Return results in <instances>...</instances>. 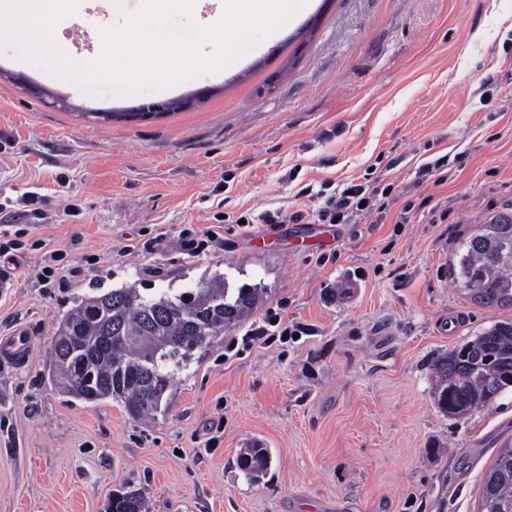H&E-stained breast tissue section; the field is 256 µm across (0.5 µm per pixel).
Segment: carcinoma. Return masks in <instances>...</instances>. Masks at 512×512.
Wrapping results in <instances>:
<instances>
[{
  "instance_id": "carcinoma-1",
  "label": "carcinoma",
  "mask_w": 512,
  "mask_h": 512,
  "mask_svg": "<svg viewBox=\"0 0 512 512\" xmlns=\"http://www.w3.org/2000/svg\"><path fill=\"white\" fill-rule=\"evenodd\" d=\"M448 275L471 301L512 305V218L480 224L453 250ZM180 295H143L134 288L91 297L55 332L54 379L64 393L87 403L111 398L133 418L153 417L169 403L180 369L205 353L210 339L244 320L261 289L247 284L228 294L214 278ZM437 407L461 418L512 387V321H499L435 364ZM270 455L252 448L240 459L249 482L267 470ZM140 491L112 498L107 512H143ZM477 512H512V438L498 449L483 478Z\"/></svg>"
}]
</instances>
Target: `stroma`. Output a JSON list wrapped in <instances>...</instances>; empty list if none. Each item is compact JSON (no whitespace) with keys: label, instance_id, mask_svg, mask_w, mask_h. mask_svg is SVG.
Masks as SVG:
<instances>
[{"label":"stroma","instance_id":"1","mask_svg":"<svg viewBox=\"0 0 512 512\" xmlns=\"http://www.w3.org/2000/svg\"><path fill=\"white\" fill-rule=\"evenodd\" d=\"M140 5L82 0L65 34L80 45ZM352 179L385 188L377 223L234 222ZM499 214L512 216V0H309L221 75L138 95L62 86L0 40V241L25 245L0 335L33 346L0 368V512H105L128 486L147 512H477L512 438V389L454 419L434 404L432 363L512 320L448 276L457 243ZM51 250L64 281L47 288ZM215 276L267 289L253 319L273 310L299 337L239 354L225 332L151 419L50 381L51 339L81 300ZM255 439L272 462L251 484L237 459Z\"/></svg>","mask_w":512,"mask_h":512}]
</instances>
